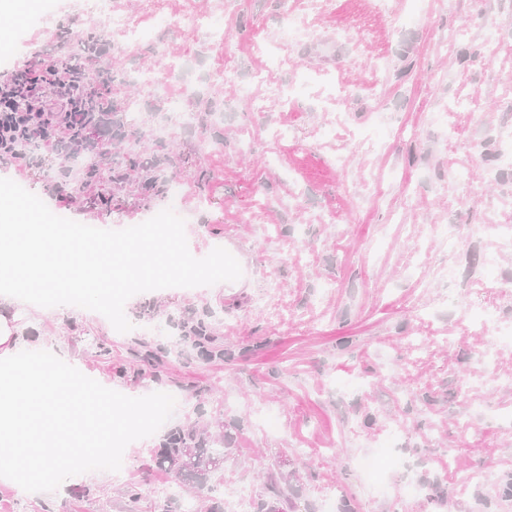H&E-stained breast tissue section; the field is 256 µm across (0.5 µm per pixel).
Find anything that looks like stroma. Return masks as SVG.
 <instances>
[{
  "instance_id": "1",
  "label": "stroma",
  "mask_w": 512,
  "mask_h": 512,
  "mask_svg": "<svg viewBox=\"0 0 512 512\" xmlns=\"http://www.w3.org/2000/svg\"><path fill=\"white\" fill-rule=\"evenodd\" d=\"M137 21L147 12L179 14L185 6L226 26L230 39L210 45L203 29H158L135 49L109 43L102 67L136 74L157 64L164 46L166 83L124 92L138 103L144 129L167 124L165 143L190 159L171 174L182 188L179 215L191 254L229 250L243 276L235 282L167 288L130 298L133 329L117 332L103 315L79 307L27 305L19 349L40 341L103 386L138 397L166 392L171 418L154 435L128 445L120 471H91L57 491L27 493L0 480V512H127V492L139 512H153L158 480L176 478L152 462L167 432L206 426L226 449L212 483L225 505L245 485L265 493L271 478L291 473L286 512H512L497 484L512 477V348L492 349L483 330L465 326L459 305L475 300L472 281L484 271L487 224H512V180L489 182L483 134L512 124V0H430L426 18L397 23L405 0H335L326 15L308 14L303 0H114ZM39 18L0 25V50L17 67L64 50L62 35L97 27L83 0H33ZM313 31L295 44L285 65L270 53L287 12ZM494 17L498 44L485 61V31L465 45L439 51L449 28L480 14ZM6 65V66H9ZM6 66L0 64V73ZM236 70L240 81L217 79ZM263 71L255 86L265 109L240 102V82ZM311 81L290 107L268 87L300 75ZM346 96L327 98V83ZM479 98L456 118L448 144L435 115L447 111L459 86ZM187 110L212 98L222 114V140L167 110L170 91ZM393 129L376 151L354 145L356 132L377 122ZM467 164L462 189L448 174ZM30 192L51 211L97 227L123 229L146 221L158 201L138 191L115 194L111 211L64 203L67 188L53 172L36 174ZM484 202L477 205L473 194ZM434 224H469L468 246L449 254L433 241ZM456 266L453 288L429 286L432 266ZM218 312L211 325L223 357L183 349L173 326L182 315ZM494 350L492 362L478 356ZM499 385L483 386L486 371ZM475 388L460 389V378ZM389 445L385 493L373 492L360 457ZM439 486L444 495L408 496L404 483Z\"/></svg>"
}]
</instances>
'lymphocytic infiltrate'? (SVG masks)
Returning <instances> with one entry per match:
<instances>
[{"mask_svg":"<svg viewBox=\"0 0 512 512\" xmlns=\"http://www.w3.org/2000/svg\"><path fill=\"white\" fill-rule=\"evenodd\" d=\"M78 87L64 70L42 63L27 64L0 80V162L28 172L37 168L29 151L66 159L64 142L70 124L81 116L75 109Z\"/></svg>","mask_w":512,"mask_h":512,"instance_id":"f902f5d3","label":"lymphocytic infiltrate"}]
</instances>
